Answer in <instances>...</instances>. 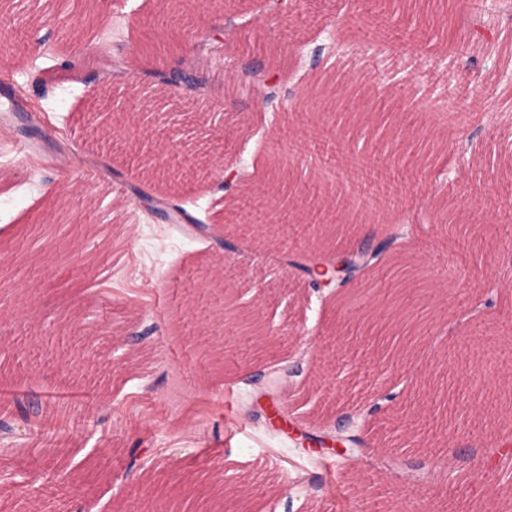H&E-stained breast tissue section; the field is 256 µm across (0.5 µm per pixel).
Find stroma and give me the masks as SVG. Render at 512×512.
Here are the masks:
<instances>
[{"mask_svg": "<svg viewBox=\"0 0 512 512\" xmlns=\"http://www.w3.org/2000/svg\"><path fill=\"white\" fill-rule=\"evenodd\" d=\"M379 8L245 5L235 40H208L198 63L210 0L177 19L161 0H0V82L24 85L38 65L56 86L39 108L0 117V392L59 396L45 409L54 433L21 431L18 409L0 408L16 427L0 441V512H181L189 495L209 512H512V482L490 466L512 423L498 397L512 392V123L487 118L512 110V0H396V18L436 34L415 43L369 27ZM475 10L491 39L445 38L449 18ZM338 19L346 80L377 90L367 116L297 97L274 112L228 83L253 59L314 84L334 59L311 63L296 46L328 42ZM155 44L203 79L159 112L140 100L158 82ZM74 51L84 68H68ZM104 88L128 118L109 143L88 124ZM15 139L34 152L10 154ZM228 161L241 177L224 187L212 170ZM280 166L303 177L296 198L335 191L338 205L295 220L270 183ZM181 200L192 223L168 220ZM451 202L471 222L436 224ZM402 213L406 248L359 289L386 320L399 264L418 268L405 307L422 332L406 348L280 266L332 224L375 247ZM228 288L268 345L220 320ZM351 409L368 413L370 452L318 449ZM443 456L453 466L441 472Z\"/></svg>", "mask_w": 512, "mask_h": 512, "instance_id": "stroma-1", "label": "stroma"}]
</instances>
